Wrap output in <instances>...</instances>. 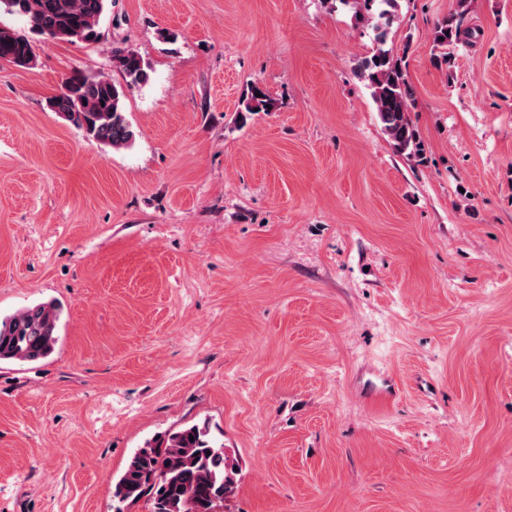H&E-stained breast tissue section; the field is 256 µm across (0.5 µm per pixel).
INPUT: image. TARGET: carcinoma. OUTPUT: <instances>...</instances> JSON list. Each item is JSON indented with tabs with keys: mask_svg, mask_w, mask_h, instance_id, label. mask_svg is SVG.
<instances>
[{
	"mask_svg": "<svg viewBox=\"0 0 512 512\" xmlns=\"http://www.w3.org/2000/svg\"><path fill=\"white\" fill-rule=\"evenodd\" d=\"M398 0H359L363 18L378 31V45L357 67L370 89L383 132L395 150L423 160L421 141L410 112L414 101L402 59L386 46V32ZM469 0H458V11L438 22L433 30V60L450 63L454 50L475 38L463 26ZM108 0H0V12L25 17L31 33L50 40L94 43ZM33 39L17 30L0 27V61L17 67L36 63ZM112 67L124 78L116 83L105 75L75 73L66 78L59 94L46 106L83 134L115 150L133 145L136 133L124 115L128 90L149 81L150 67L132 47L112 48ZM273 99L253 84L239 101L241 118L266 112ZM60 305L54 301L27 306L0 319V362L31 363L48 358L59 341ZM238 465L224 442L210 433L208 424L168 430L132 454L112 489L115 512L146 501L150 512H224V501L234 494Z\"/></svg>",
	"mask_w": 512,
	"mask_h": 512,
	"instance_id": "carcinoma-1",
	"label": "carcinoma"
}]
</instances>
